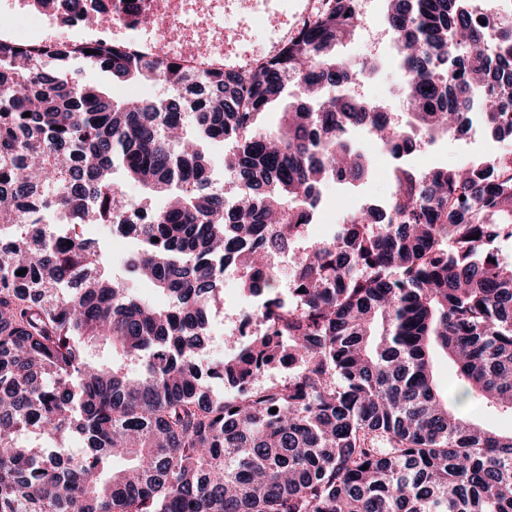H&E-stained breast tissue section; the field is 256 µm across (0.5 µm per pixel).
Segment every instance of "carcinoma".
Instances as JSON below:
<instances>
[{
	"mask_svg": "<svg viewBox=\"0 0 512 512\" xmlns=\"http://www.w3.org/2000/svg\"><path fill=\"white\" fill-rule=\"evenodd\" d=\"M68 2L80 23L156 19L148 0L109 14ZM470 2L389 0L403 125L346 91L374 69L336 52L363 22L358 0H322L249 72L107 41H0V512H512V432L456 411L432 368L440 349L461 396L512 412V261L491 249L512 237V154L394 167L384 209L302 254L296 306L267 272L324 185L371 175L355 132L397 160L474 121L512 140V12ZM77 58L164 91L117 100L72 76ZM287 97L276 126L256 124ZM207 141L230 145V194L210 180ZM127 183L163 205L143 209ZM59 214L66 235L46 224ZM98 228L135 241L128 279L168 306L106 271ZM228 264L264 294L268 330L203 365ZM286 360L300 369L264 385Z\"/></svg>",
	"mask_w": 512,
	"mask_h": 512,
	"instance_id": "carcinoma-1",
	"label": "carcinoma"
}]
</instances>
